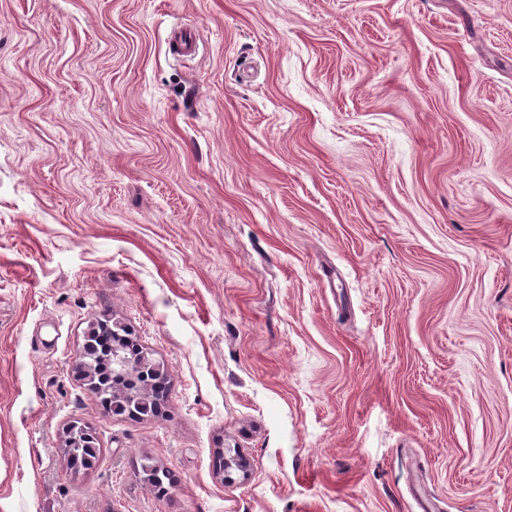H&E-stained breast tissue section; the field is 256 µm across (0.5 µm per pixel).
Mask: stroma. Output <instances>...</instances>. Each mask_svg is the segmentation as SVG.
Returning a JSON list of instances; mask_svg holds the SVG:
<instances>
[{"label": "stroma", "mask_w": 512, "mask_h": 512, "mask_svg": "<svg viewBox=\"0 0 512 512\" xmlns=\"http://www.w3.org/2000/svg\"><path fill=\"white\" fill-rule=\"evenodd\" d=\"M0 512H512V0H0ZM102 337H104V341L94 340L99 347V352L96 353L95 355L89 357V360H91L94 364V368H95L96 372H95V370H93L92 364L88 363L85 360H82V362H81L79 359L78 363L75 366V370L82 377H84V379H86L89 382V384L92 381V384L94 385L96 390L99 387L96 373H97L98 366L101 363L94 361V357L97 356L99 353H102L105 355L107 354V352L105 350H107V351L110 350V345L112 344L113 336H102ZM105 364L106 372L102 376L99 377V381L102 385L109 388L112 392V389L125 388V389H133L135 383H133L130 378H135L138 382H142L144 379L141 378L140 375L136 377L129 372L126 368L116 367L112 364V361H107Z\"/></svg>", "instance_id": "1"}]
</instances>
